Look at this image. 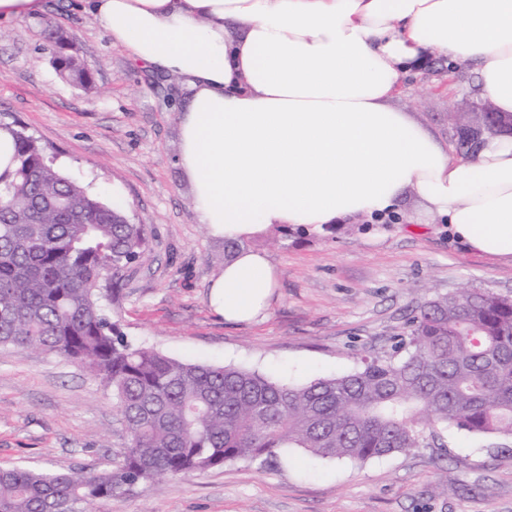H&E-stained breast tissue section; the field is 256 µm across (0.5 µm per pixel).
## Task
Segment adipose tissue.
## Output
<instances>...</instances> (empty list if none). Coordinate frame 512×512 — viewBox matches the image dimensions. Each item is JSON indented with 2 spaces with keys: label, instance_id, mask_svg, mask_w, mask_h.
<instances>
[{
  "label": "adipose tissue",
  "instance_id": "adipose-tissue-1",
  "mask_svg": "<svg viewBox=\"0 0 512 512\" xmlns=\"http://www.w3.org/2000/svg\"><path fill=\"white\" fill-rule=\"evenodd\" d=\"M111 45L181 79L177 161L195 215L240 248L209 303L232 323L269 308L277 272L243 240L395 211L413 192L470 250L512 258V138L453 157L393 106L433 52L474 64L512 114V0H83Z\"/></svg>",
  "mask_w": 512,
  "mask_h": 512
}]
</instances>
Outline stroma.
Returning a JSON list of instances; mask_svg holds the SVG:
<instances>
[{
	"instance_id": "obj_1",
	"label": "stroma",
	"mask_w": 512,
	"mask_h": 512,
	"mask_svg": "<svg viewBox=\"0 0 512 512\" xmlns=\"http://www.w3.org/2000/svg\"><path fill=\"white\" fill-rule=\"evenodd\" d=\"M49 2L46 17L0 21V124L24 128L69 177L145 225L149 250L112 306L132 345L304 385L387 357L435 295L467 288L512 297L511 259L469 250L408 194L389 221L365 215L329 232L293 228L250 240L275 265L278 286L264 318L224 321L207 299L224 242L198 223L176 161L180 79L153 81L74 0ZM49 23L91 67L90 87L59 74ZM474 83L469 67L442 85L414 68L393 104L443 137L442 117ZM124 444L112 395L88 369L0 347V463L107 470ZM98 510L512 512V440L451 426L438 441L363 462L282 448L268 459L157 479Z\"/></svg>"
}]
</instances>
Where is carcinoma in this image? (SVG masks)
I'll return each instance as SVG.
<instances>
[{
    "label": "carcinoma",
    "mask_w": 512,
    "mask_h": 512,
    "mask_svg": "<svg viewBox=\"0 0 512 512\" xmlns=\"http://www.w3.org/2000/svg\"><path fill=\"white\" fill-rule=\"evenodd\" d=\"M73 58L60 73L88 86ZM441 79L458 67L422 68ZM0 172V346L88 368L112 391L126 444L115 468L0 465V512H90L158 476L304 448L364 461L418 448L452 425L512 438V299L437 295L409 320L404 355L306 385L131 345L102 300L147 251L143 224L71 180L23 131Z\"/></svg>",
    "instance_id": "cac0c4a2"
}]
</instances>
